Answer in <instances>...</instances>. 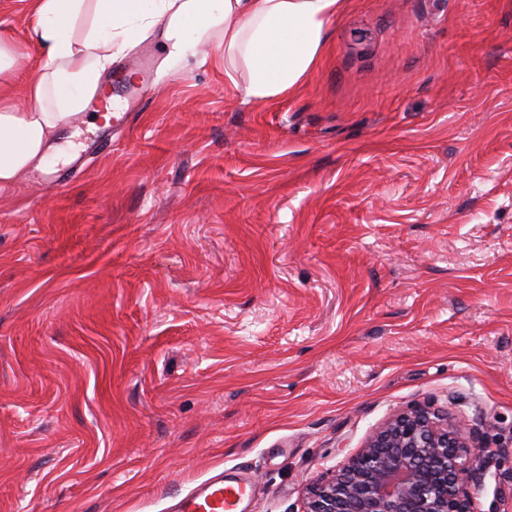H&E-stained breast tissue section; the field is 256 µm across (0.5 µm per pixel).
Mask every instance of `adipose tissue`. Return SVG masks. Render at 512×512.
<instances>
[{
    "label": "adipose tissue",
    "instance_id": "1",
    "mask_svg": "<svg viewBox=\"0 0 512 512\" xmlns=\"http://www.w3.org/2000/svg\"><path fill=\"white\" fill-rule=\"evenodd\" d=\"M30 37L46 64L29 80L25 106L8 77L19 62L0 42V190L14 188L56 149L60 132L98 90L101 74L144 35L159 31L166 59L184 60L219 38L224 74L245 66L247 97L294 93L314 67L325 26L343 0H31Z\"/></svg>",
    "mask_w": 512,
    "mask_h": 512
}]
</instances>
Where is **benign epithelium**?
I'll list each match as a JSON object with an SVG mask.
<instances>
[{
    "mask_svg": "<svg viewBox=\"0 0 512 512\" xmlns=\"http://www.w3.org/2000/svg\"><path fill=\"white\" fill-rule=\"evenodd\" d=\"M486 448L424 408L392 417L338 470L307 488L303 512H473Z\"/></svg>",
    "mask_w": 512,
    "mask_h": 512,
    "instance_id": "benign-epithelium-1",
    "label": "benign epithelium"
}]
</instances>
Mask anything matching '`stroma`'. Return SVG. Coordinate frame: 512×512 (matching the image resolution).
<instances>
[{
    "label": "stroma",
    "instance_id": "1",
    "mask_svg": "<svg viewBox=\"0 0 512 512\" xmlns=\"http://www.w3.org/2000/svg\"><path fill=\"white\" fill-rule=\"evenodd\" d=\"M0 0L22 100L45 56ZM122 126L0 195V512H168L249 474V512L393 414L447 410L512 512V0H345L284 98L201 46ZM111 138L107 154H86Z\"/></svg>",
    "mask_w": 512,
    "mask_h": 512
}]
</instances>
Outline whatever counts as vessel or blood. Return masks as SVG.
<instances>
[{"label":"vessel or blood","mask_w":512,"mask_h":512,"mask_svg":"<svg viewBox=\"0 0 512 512\" xmlns=\"http://www.w3.org/2000/svg\"><path fill=\"white\" fill-rule=\"evenodd\" d=\"M252 495L249 480L217 474L190 490L174 512H246Z\"/></svg>","instance_id":"1"}]
</instances>
